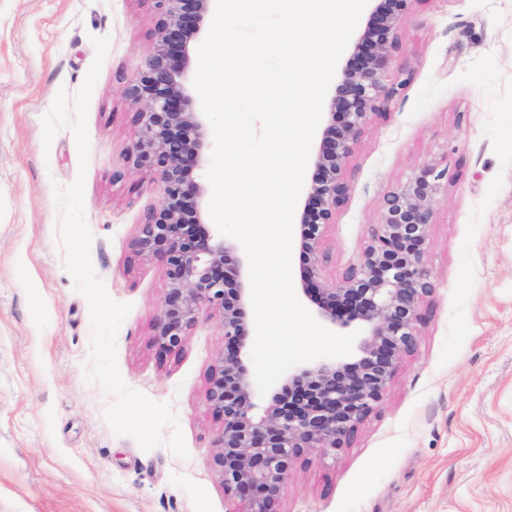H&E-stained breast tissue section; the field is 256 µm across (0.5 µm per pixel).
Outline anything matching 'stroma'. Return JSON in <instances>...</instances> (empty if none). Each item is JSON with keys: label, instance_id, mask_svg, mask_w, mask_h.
Here are the masks:
<instances>
[{"label": "stroma", "instance_id": "1", "mask_svg": "<svg viewBox=\"0 0 512 512\" xmlns=\"http://www.w3.org/2000/svg\"><path fill=\"white\" fill-rule=\"evenodd\" d=\"M152 0H0V512H243L212 465L221 427L207 373L224 350L203 317L179 355L151 343L167 279L134 241L162 195L127 166L140 126L127 97L153 46ZM388 79L400 94L363 127L322 275L357 263L384 197L447 168L432 204L433 290L380 406L336 453L305 450L282 512H512V0H415ZM110 40L87 115L84 211L108 295L132 309L117 335L125 384L171 404L189 459L114 435L87 383L92 325L65 268L54 186L77 177L73 133L43 143L59 90L76 94Z\"/></svg>", "mask_w": 512, "mask_h": 512}]
</instances>
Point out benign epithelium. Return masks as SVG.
Wrapping results in <instances>:
<instances>
[{"mask_svg": "<svg viewBox=\"0 0 512 512\" xmlns=\"http://www.w3.org/2000/svg\"><path fill=\"white\" fill-rule=\"evenodd\" d=\"M154 42L144 68L128 86L140 130L125 156L131 168L156 176L162 204L135 242L160 258L168 281L153 323L160 355H177L204 314L220 317L224 352L211 365L206 402L221 420L213 465L224 492L246 512H280L290 470L307 448L326 452L347 439L380 404L401 355L413 347L415 326L432 283L426 266L431 205L448 170L426 165L394 188L357 264L339 281L321 275L326 228L349 192L343 168L364 125L396 97L402 84L385 82L395 33L416 0H380L355 38L341 69L312 159L314 176L299 214L303 294L319 317L355 326L361 339L348 361L301 366L255 412L249 370V266L241 247L206 222L204 187L192 178L204 161L209 127L194 109L190 74L196 42L216 0H153Z\"/></svg>", "mask_w": 512, "mask_h": 512, "instance_id": "1", "label": "benign epithelium"}]
</instances>
